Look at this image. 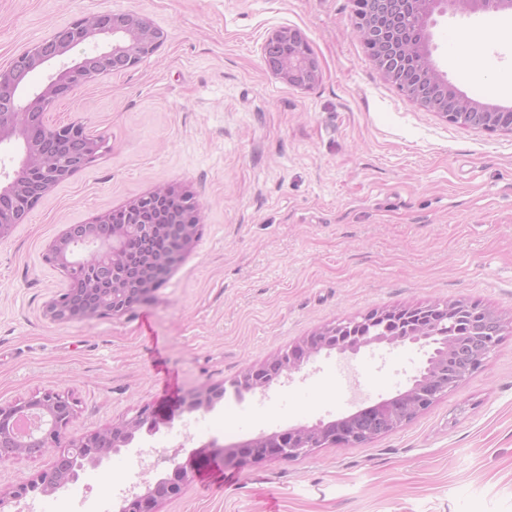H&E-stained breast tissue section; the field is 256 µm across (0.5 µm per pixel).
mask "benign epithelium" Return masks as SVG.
Returning <instances> with one entry per match:
<instances>
[{
	"label": "benign epithelium",
	"mask_w": 512,
	"mask_h": 512,
	"mask_svg": "<svg viewBox=\"0 0 512 512\" xmlns=\"http://www.w3.org/2000/svg\"><path fill=\"white\" fill-rule=\"evenodd\" d=\"M512 10V0H364L354 14V32L368 51L370 60L388 82H395L400 70L409 73L405 95L444 119L457 113L469 116L467 127L486 132L512 133V125L497 121L500 109L476 103L448 85L437 70L430 48L429 27L433 16L452 8L461 12ZM111 40L92 54L69 58V53L91 38ZM164 32L147 18L134 12H106L75 17L53 29L45 38L28 47L9 65L0 69V145L15 141L21 150L19 168L0 179V240L59 184L91 165L99 156L103 138L79 123L53 126L47 114L59 100L82 86L122 72L152 55L164 42ZM266 69L284 83L309 89L320 77L319 65L305 37L293 28L272 32L262 45ZM48 71L47 81L37 84L38 73ZM163 199L192 201L190 195L172 186H161L140 196L119 210L126 222L116 224L112 212L84 224H69L48 245L44 260L57 270L64 287L46 306L54 322L91 321L120 316L138 303L150 300L171 270L191 250L198 236L200 220L188 224L175 211L151 220L147 214ZM169 243L167 254L156 253L157 240ZM433 308L446 320L456 319L466 301L417 304L411 309ZM382 312L327 324L309 336L257 364L247 366L231 383L233 393L264 394L271 385L298 372L313 357L333 349L356 353L372 343L398 345L405 342L430 348L426 365L402 393L407 410L392 414L385 431L399 428L418 415L428 402H435L448 390L477 372L495 350L499 339L482 346L478 359L461 369L455 380L441 382L438 370L447 361L456 337L449 327L431 322L419 324L407 336H353L342 346L331 341L354 326ZM224 385L206 386L183 399L188 412L213 410L224 399ZM77 403L66 390L51 388L25 399L0 403V465L19 458H37L54 453L51 468L37 478L0 491V512L35 491L60 490L78 479V471L97 468L111 454L129 448L143 434H156L166 423L150 403L137 412L98 431L68 436L77 417ZM365 443L369 438L338 435L329 425L291 426L284 430L240 442L225 448L212 441L207 447L235 465L259 464L269 460H295L327 445ZM198 452L183 462L170 459L171 473L144 488L135 487L124 496L119 512H159V506L179 496L196 470Z\"/></svg>",
	"instance_id": "7a95c632"
}]
</instances>
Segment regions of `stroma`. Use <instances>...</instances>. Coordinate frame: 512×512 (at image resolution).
Wrapping results in <instances>:
<instances>
[{
	"label": "stroma",
	"instance_id": "1",
	"mask_svg": "<svg viewBox=\"0 0 512 512\" xmlns=\"http://www.w3.org/2000/svg\"><path fill=\"white\" fill-rule=\"evenodd\" d=\"M136 12L155 54L49 113L103 137L94 163L0 241V403L48 387L77 402L73 436L228 383L316 328L371 310L477 300L506 325L495 351L427 411L363 444L235 467L214 454L160 512H512V134L446 122L384 81L353 31L352 0H0V66L77 16ZM301 31L321 77L271 74L261 46ZM479 34L493 80L467 78L447 35ZM433 58L470 100L512 108V13L448 12ZM170 184L201 206L185 258L118 317L51 321L58 272L43 258L81 224ZM416 344L320 354L266 394L207 413L171 410L144 446L184 461L294 425L332 421L405 390ZM138 449L79 486L111 481L118 512Z\"/></svg>",
	"mask_w": 512,
	"mask_h": 512
}]
</instances>
